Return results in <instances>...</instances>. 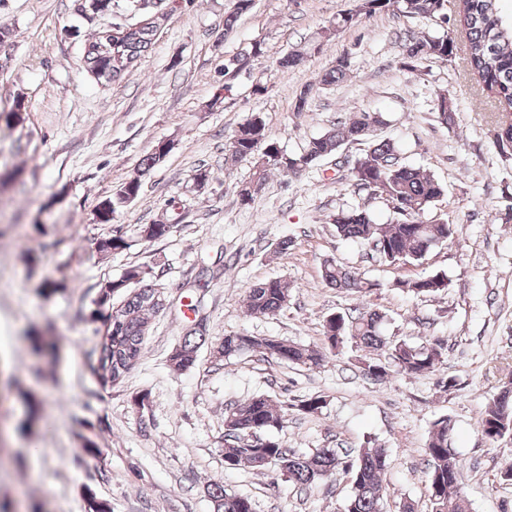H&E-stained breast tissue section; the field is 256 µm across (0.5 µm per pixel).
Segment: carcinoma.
Instances as JSON below:
<instances>
[{"mask_svg":"<svg viewBox=\"0 0 512 512\" xmlns=\"http://www.w3.org/2000/svg\"><path fill=\"white\" fill-rule=\"evenodd\" d=\"M446 0H357L355 9L336 16L331 27L323 31L330 39L338 32L354 25L365 16L392 11L407 18H437L442 14ZM499 0H459L460 26L467 43L463 62L467 70L480 78L484 89L492 95L493 109L512 112V20L500 15ZM255 0H233L232 8L224 16V33H229L237 20L251 11ZM122 8V0H81L82 11L89 16L108 14ZM156 26L146 23L126 33L123 26L104 30L85 44L81 57L82 68L101 75L104 82L115 83L154 46ZM455 45L449 36H433L423 32L405 33L403 67L418 71L421 65L437 59L449 61ZM262 43L255 42L250 49L226 60L224 91L232 90L231 80L262 57ZM306 52L299 48L279 59L283 69H294L304 62ZM348 76L347 62L341 60L319 78L322 85H333ZM434 112L441 123H448L455 112L448 95L438 93ZM385 124L379 112H358L349 121L311 138L303 149L288 154L271 139L259 115H253L240 124L230 137L224 164L234 165L250 160L254 163L251 178L238 191L242 203L248 204L261 195L271 171L279 169L297 175L311 168L318 160L338 153L346 144H363L364 152L347 164V179L355 192L368 191L380 196L391 207L393 218L377 223L365 208L342 210L332 216L336 233L343 239L365 243L389 264H410L422 261L434 248L451 239L455 228L444 221L425 222L421 215L429 210L445 193V186L434 176L403 162L398 144L378 136ZM500 151L512 157V123L500 124L495 134ZM142 179L137 176L125 182L111 197L99 203L95 221L108 224L115 212L138 197ZM172 225L143 224L139 236L147 242L166 238ZM129 247L122 235H113L98 242L103 253H118ZM323 279L333 288L345 290L359 297L371 291L372 284L352 267L329 261L323 267ZM394 287L403 288L415 296H428L448 287L443 274L422 275L400 279ZM169 299L167 288L141 266H131L117 278L99 284L92 300V320H111L108 327L111 340L100 345L95 371L102 380L117 385L139 362L144 349L150 319L165 313L156 301V295ZM288 283L269 279L251 287L247 295L250 313L273 317L281 313L289 302ZM386 315L368 305L356 306L347 312L328 316L323 324L322 346L306 347L273 336L226 334L213 348L215 361L222 362L245 352H258L279 362L318 368L332 356L348 347L379 351V357L358 360L362 374L382 380L390 369L408 375L435 371L447 351V340L431 337L416 346L405 339H395L383 333ZM206 342L203 331L197 327L186 329L181 343L175 348L170 364L174 371L183 372L195 366L197 351ZM286 413L277 402L266 395L234 404L224 412V466L236 469L247 465L258 472L277 467L288 481L299 487H308L327 478L339 469L353 478V491L346 501L344 512H383V483L389 467L386 449L362 448L354 457L340 455L334 448H317L310 453H292L271 436L283 427ZM483 436L495 443L512 436V386L506 385L488 403L480 422ZM452 426L446 416L432 422L426 444L427 492L431 512H469L468 504L458 487L460 461L450 446ZM264 435V443L251 444L250 436ZM207 495L213 512H253L247 497L229 494L224 485L214 482L207 486Z\"/></svg>","mask_w":512,"mask_h":512,"instance_id":"carcinoma-1","label":"carcinoma"}]
</instances>
